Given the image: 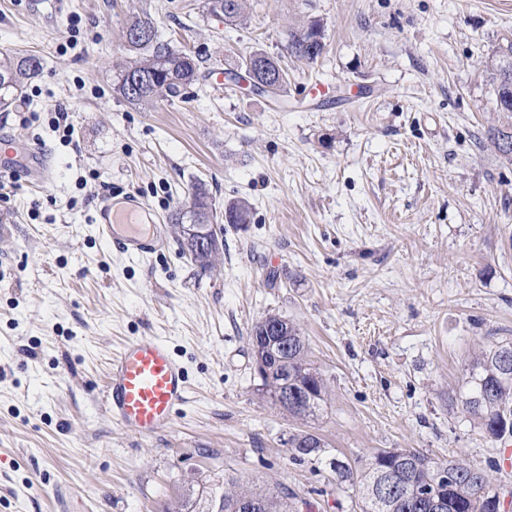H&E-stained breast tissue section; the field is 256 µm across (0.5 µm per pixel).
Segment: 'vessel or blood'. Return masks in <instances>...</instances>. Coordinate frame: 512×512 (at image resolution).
Masks as SVG:
<instances>
[{"label": "vessel or blood", "instance_id": "1", "mask_svg": "<svg viewBox=\"0 0 512 512\" xmlns=\"http://www.w3.org/2000/svg\"><path fill=\"white\" fill-rule=\"evenodd\" d=\"M95 228L100 239L127 258L139 260L165 249L158 218L135 195L104 199ZM189 385L182 362L163 340L135 337L113 357L102 402L113 422L140 437L170 428Z\"/></svg>", "mask_w": 512, "mask_h": 512}]
</instances>
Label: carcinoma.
Returning a JSON list of instances; mask_svg holds the SVG:
<instances>
[{"label": "carcinoma", "mask_w": 512, "mask_h": 512, "mask_svg": "<svg viewBox=\"0 0 512 512\" xmlns=\"http://www.w3.org/2000/svg\"><path fill=\"white\" fill-rule=\"evenodd\" d=\"M225 0H205L206 13L226 24L239 21L243 14V3L231 15L224 14ZM324 36L323 26L317 20L291 34L288 49L292 55L308 59L309 36ZM133 57L117 75L113 91L133 106L153 105L161 99L187 98V90L199 79L202 57L187 49H178L162 34L154 32V39L128 46ZM254 66L258 82L272 88L271 97L279 98L286 93V76L278 60L262 50L243 57L237 70H228L236 76L246 64ZM504 62L491 61L488 67L495 84L499 110L512 112V81L505 80ZM43 68L40 58L34 55L0 56V108H8L24 96L29 80L37 77ZM131 72L141 77L143 85L136 94L127 90L125 74ZM278 73V82H267L269 74ZM487 139L500 154L512 157V127L491 128ZM194 207L208 212V221L218 222L224 214L217 211L215 203L204 184L194 187ZM226 210L235 224H248L251 210L247 203L236 202ZM283 317L268 314L255 323L250 334L252 364L262 361L268 372L260 377L261 391L271 402L288 410L293 417L318 416L325 403L327 384L308 358L305 336L300 329L288 324V349L274 356L263 333ZM501 345L495 344L484 350L465 368L461 402L466 411L477 422L481 431L490 438L512 437V380L500 381ZM307 397L304 404L287 406L282 397L285 392ZM291 459L295 462L325 463L334 472L337 480L356 489L361 501V512H429L426 502L429 497L447 501L449 512H501L500 497L487 490V479L483 471L455 459H435L416 448H386L377 452L360 472L337 457L327 454L323 439L311 432L298 433L288 439ZM386 470L391 480L386 495L378 496L374 487L380 471ZM224 492H212L206 499L207 506L195 508V503L185 501V512H249L246 503L260 504L256 512H300L301 506L294 493L282 485L275 487H240L233 478L224 480Z\"/></svg>", "instance_id": "obj_1"}]
</instances>
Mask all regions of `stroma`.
<instances>
[{
  "instance_id": "1",
  "label": "stroma",
  "mask_w": 512,
  "mask_h": 512,
  "mask_svg": "<svg viewBox=\"0 0 512 512\" xmlns=\"http://www.w3.org/2000/svg\"><path fill=\"white\" fill-rule=\"evenodd\" d=\"M204 0H0V51L43 64L0 136L46 149L52 177L0 192V512H171L190 480L288 486L310 512H359L288 439L319 434L361 469L416 448L482 470L512 512V469L456 396L482 348L512 341V124L487 64L512 41V0H245L233 25ZM151 16L202 53L186 99L139 108L113 92L126 30ZM324 27L313 62L290 32ZM288 72L277 104L212 74L254 50ZM66 108L71 141L49 125ZM225 225L216 270L176 244L139 261L101 240L95 209L131 192L161 219L195 184ZM300 326L329 395L299 420L251 369L266 314ZM133 337L169 341L189 401L149 438L113 423L108 365Z\"/></svg>"
}]
</instances>
